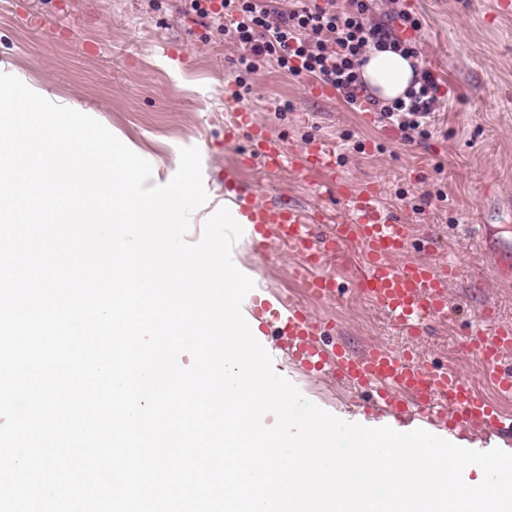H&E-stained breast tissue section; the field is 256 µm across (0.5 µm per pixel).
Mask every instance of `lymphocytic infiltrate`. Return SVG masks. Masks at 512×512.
Returning a JSON list of instances; mask_svg holds the SVG:
<instances>
[{
  "instance_id": "f902f5d3",
  "label": "lymphocytic infiltrate",
  "mask_w": 512,
  "mask_h": 512,
  "mask_svg": "<svg viewBox=\"0 0 512 512\" xmlns=\"http://www.w3.org/2000/svg\"><path fill=\"white\" fill-rule=\"evenodd\" d=\"M184 9L223 22L224 34L241 49L239 72L251 75L271 65L284 74H307L335 89L358 112H376L403 139H429L442 97L435 74L422 69L416 86L386 103L368 94L359 68L369 48L393 47L418 57L415 42L396 35V26L418 29L408 11L395 22L374 20L370 0H305L282 10L272 0H183Z\"/></svg>"
}]
</instances>
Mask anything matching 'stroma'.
<instances>
[{
  "mask_svg": "<svg viewBox=\"0 0 512 512\" xmlns=\"http://www.w3.org/2000/svg\"><path fill=\"white\" fill-rule=\"evenodd\" d=\"M410 10L421 22L418 65L430 68L451 91L436 114L430 140L403 139L372 112H354L336 90L308 77L267 68L235 81L238 49L209 18L185 12L181 0H0V72L49 100L79 105L118 139L132 143L152 166V181L167 183L179 150L198 148L207 202L191 217L187 241L240 185L260 187L267 202L322 210L327 223L344 214L336 196L321 193L293 168L276 173L247 162L246 138L224 141V117L234 108L253 112L259 125L291 150L333 142L345 178L359 187L380 185L381 205L412 227L405 257L463 263L467 275L448 286L455 319L412 336L367 304L349 286L361 268L356 245L344 246L333 265L345 285L332 302L310 298L293 278L298 260L278 247L258 253L249 240L234 248L236 264L274 293L292 295L328 325L324 341L358 355L374 344L413 350L440 365H456L483 385L475 359L459 349L467 325L491 315L512 324V263H501L500 244L512 245V16L495 0H380L376 19ZM288 111H279L282 102ZM447 201H439L437 191ZM266 348L275 370L307 399L348 422L395 426L394 416L361 413L353 386L290 364L274 328Z\"/></svg>",
  "mask_w": 512,
  "mask_h": 512,
  "instance_id": "obj_1",
  "label": "stroma"
}]
</instances>
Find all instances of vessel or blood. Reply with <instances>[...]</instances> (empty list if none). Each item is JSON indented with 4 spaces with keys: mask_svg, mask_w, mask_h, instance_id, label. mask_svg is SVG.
<instances>
[{
    "mask_svg": "<svg viewBox=\"0 0 512 512\" xmlns=\"http://www.w3.org/2000/svg\"><path fill=\"white\" fill-rule=\"evenodd\" d=\"M243 132L249 133L251 152L266 170H279L290 161L283 141L270 137L251 112L233 110L224 122V139L232 141ZM298 165L318 187L342 199L345 219L328 225L318 211L258 203L251 189L237 186L228 175L224 183L237 194L244 237L257 250L273 243L295 254L299 262L294 276L315 299L336 296L340 284L327 271L326 261L344 245L356 244L363 266L354 286L372 306L383 309L395 326L414 335L431 322L447 320L446 288L462 276V267L453 261L442 266L425 261L396 264V257L410 246V225L381 213L378 185L368 183L356 189L344 181L333 146L318 142L302 153ZM250 314L260 324L275 325L292 360L302 368H326L354 387L372 389L375 404L394 415L440 422L469 434L512 433V416L498 404L499 399L512 398V371L502 367L503 360L512 356L511 325L481 318L472 321L461 338L462 350L475 354L492 386L487 392L469 384L458 368L434 365L410 351L376 345L354 356L341 346L326 349L320 342L326 323L308 315L289 297L255 298Z\"/></svg>",
    "mask_w": 512,
    "mask_h": 512,
    "instance_id": "1",
    "label": "vessel or blood"
}]
</instances>
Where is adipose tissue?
Returning a JSON list of instances; mask_svg holds the SVG:
<instances>
[{"label": "adipose tissue", "instance_id": "1", "mask_svg": "<svg viewBox=\"0 0 512 512\" xmlns=\"http://www.w3.org/2000/svg\"><path fill=\"white\" fill-rule=\"evenodd\" d=\"M360 67L363 83L382 101L403 96L418 74L416 61L390 50H368Z\"/></svg>", "mask_w": 512, "mask_h": 512}]
</instances>
